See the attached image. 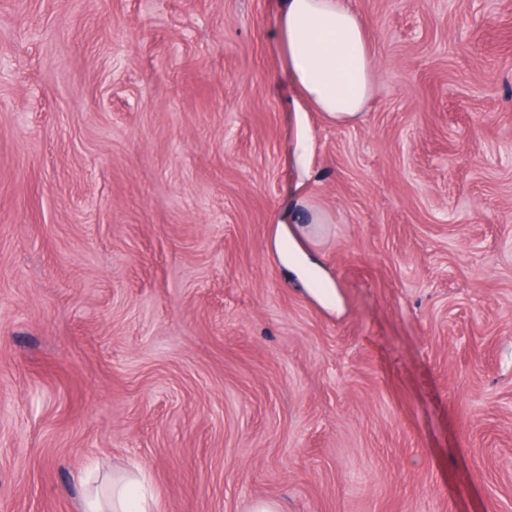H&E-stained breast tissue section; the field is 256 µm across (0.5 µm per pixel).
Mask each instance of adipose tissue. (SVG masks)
<instances>
[{
    "label": "adipose tissue",
    "mask_w": 512,
    "mask_h": 512,
    "mask_svg": "<svg viewBox=\"0 0 512 512\" xmlns=\"http://www.w3.org/2000/svg\"><path fill=\"white\" fill-rule=\"evenodd\" d=\"M272 39L290 118L288 164L296 175L286 204L274 217L279 226L274 246L290 273L323 282L327 275L320 259L294 245L296 231L289 225L293 212L310 206L303 193L312 151L308 115L318 112L336 124L360 121L372 93L376 58L365 24L347 0H277ZM145 481L137 470L99 485L90 474L80 475L86 512H154L157 503Z\"/></svg>",
    "instance_id": "adipose-tissue-1"
}]
</instances>
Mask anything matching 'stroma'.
<instances>
[{"instance_id": "obj_1", "label": "stroma", "mask_w": 512, "mask_h": 512, "mask_svg": "<svg viewBox=\"0 0 512 512\" xmlns=\"http://www.w3.org/2000/svg\"><path fill=\"white\" fill-rule=\"evenodd\" d=\"M274 0H0V512H512V0H348L363 118L309 115L303 247ZM84 488L86 512H153L155 497L145 488L146 478L140 471L112 476V482L99 483L91 474L80 475Z\"/></svg>"}]
</instances>
